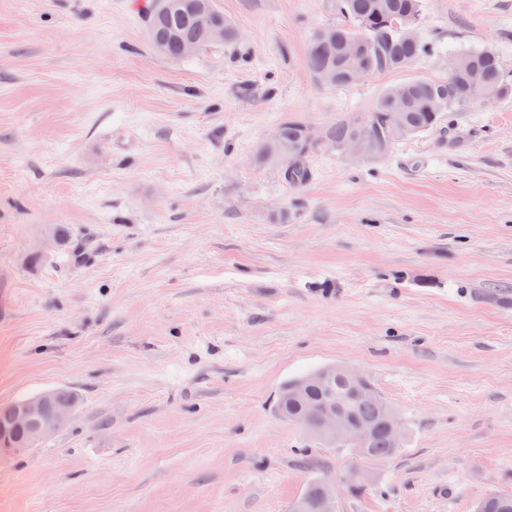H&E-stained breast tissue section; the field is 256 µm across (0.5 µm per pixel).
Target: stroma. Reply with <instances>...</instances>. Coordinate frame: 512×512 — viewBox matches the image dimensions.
I'll use <instances>...</instances> for the list:
<instances>
[{"instance_id":"1","label":"stroma","mask_w":512,"mask_h":512,"mask_svg":"<svg viewBox=\"0 0 512 512\" xmlns=\"http://www.w3.org/2000/svg\"><path fill=\"white\" fill-rule=\"evenodd\" d=\"M142 0H0V403L76 417L0 463V512H473L512 490V96L387 156L317 147L290 187L254 160L281 119L322 130L387 86L495 49L512 0H422L437 54L323 87L336 0H214L231 47L173 60ZM72 230L69 252L44 246ZM344 364L399 414L363 459L272 408Z\"/></svg>"}]
</instances>
